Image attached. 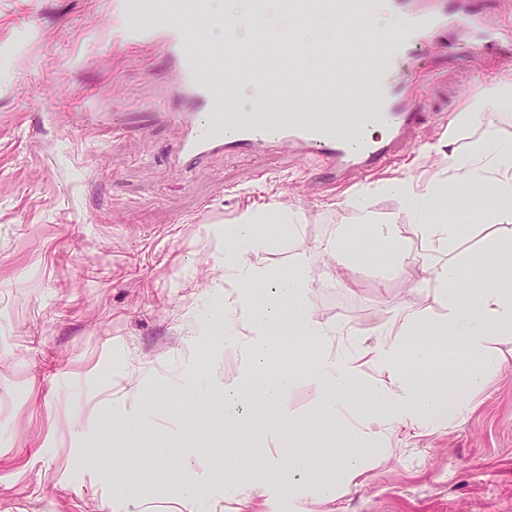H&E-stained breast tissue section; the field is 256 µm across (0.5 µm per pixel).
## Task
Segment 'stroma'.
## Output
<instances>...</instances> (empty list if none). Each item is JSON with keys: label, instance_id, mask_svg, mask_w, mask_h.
<instances>
[{"label": "stroma", "instance_id": "1", "mask_svg": "<svg viewBox=\"0 0 512 512\" xmlns=\"http://www.w3.org/2000/svg\"><path fill=\"white\" fill-rule=\"evenodd\" d=\"M426 56L417 89L433 117L383 174L422 188L448 164L449 122L503 72L476 53L449 59L441 44ZM171 73L161 46L114 40L112 0H0V512H104L108 503L179 512L166 472L139 467L147 443L171 449L187 479L206 483V512H512V335L490 337L500 368L464 416L414 428L375 407L387 426L362 448L368 466L332 497L297 477L241 500L235 482L254 480L276 447L323 463L342 431L316 406L320 351L294 337L287 365L266 366L290 376L288 390L251 403L237 468L223 470L217 379L242 355L202 338L195 316L224 298V227L241 210L301 214L299 232L281 221L257 231L276 238L272 272L304 269L314 316L341 329L334 350L420 337L436 352L434 370L459 375L466 360L448 337L405 328L407 308L433 322L448 309L435 286L415 287L402 271L378 279L384 253L364 231L341 286L325 287L333 262L320 245L359 216L345 204L355 188L336 187L311 155L284 145L218 153L191 171L170 164L182 138L159 117L174 102ZM455 220L464 230L448 255L461 263L507 235L470 210ZM197 381L203 400L186 406L179 387ZM144 385L159 400L142 436L122 431L119 398ZM109 427L124 452L119 469L108 454L87 460Z\"/></svg>", "mask_w": 512, "mask_h": 512}]
</instances>
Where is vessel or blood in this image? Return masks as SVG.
Returning <instances> with one entry per match:
<instances>
[{"label": "vessel or blood", "mask_w": 512, "mask_h": 512, "mask_svg": "<svg viewBox=\"0 0 512 512\" xmlns=\"http://www.w3.org/2000/svg\"><path fill=\"white\" fill-rule=\"evenodd\" d=\"M403 15L406 25L393 34L361 38L343 62L328 58L322 77L299 64L271 75L250 63L240 28L257 34L258 17L229 26V51L208 59L197 53L198 34L184 25L160 22L156 0H114L112 22L117 40L140 45L163 38L175 65L177 107L167 111L183 136L172 164L191 167L218 153L268 152L288 144L316 156L330 179L342 187L375 176L385 164L412 146L427 115L415 84L398 80L407 69L421 70V52L441 40L460 43L512 64V27L481 10L478 0H336V14L351 20L369 18L377 4ZM288 91L297 101L317 99L319 112L278 117L264 104L243 111L225 80Z\"/></svg>", "instance_id": "vessel-or-blood-1"}]
</instances>
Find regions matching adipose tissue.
Here are the masks:
<instances>
[{
    "instance_id": "ef3b65f1",
    "label": "adipose tissue",
    "mask_w": 512,
    "mask_h": 512,
    "mask_svg": "<svg viewBox=\"0 0 512 512\" xmlns=\"http://www.w3.org/2000/svg\"><path fill=\"white\" fill-rule=\"evenodd\" d=\"M512 106V75L503 74L488 83L465 111L457 113L448 127L445 146L448 166L437 180L425 188L412 181L393 179L383 185L384 192L398 198L404 215L422 235L434 260L409 268L407 276L416 280L430 275L440 288L448 313L439 323L440 332L461 344L472 363L461 379L466 391L485 388L495 377L497 364L487 342L492 336L512 335V242L492 247L475 255L465 265L448 259L450 246L458 237L455 222L430 216L429 202L439 193H450L456 204H464L474 188L486 194L483 215L495 224H512V143L497 140L495 119L503 107ZM373 239L391 255H399L403 225L378 219L371 198L358 195L354 202ZM258 213L241 212L225 233L233 246L224 252V280L231 290L224 293L222 309H205L197 319L203 335L219 337L225 347L239 350L244 365L236 375L223 376L224 399L232 408L226 433L241 437L248 431L244 406L254 396L273 400L282 394L285 381L264 373V358L277 327L289 324L297 335L320 347L330 346L332 330L318 321L308 304L310 286L298 273L272 276L261 258L273 246L274 236L256 231ZM432 353L421 342L400 346L384 342L376 347L367 363L344 356L324 357L317 369L315 398L328 419H335L338 407L330 392L337 386L355 387L359 405H388L396 420L422 427L434 414L440 392L447 383L429 369ZM373 369L375 380L364 382L365 369ZM380 418L345 427L335 448L340 473L317 467L302 456L279 455L258 465L260 479L244 485L246 497L263 495L266 488L282 485L286 475L303 476L321 490L333 495L338 475L358 477L364 455L359 452L372 427Z\"/></svg>"
}]
</instances>
